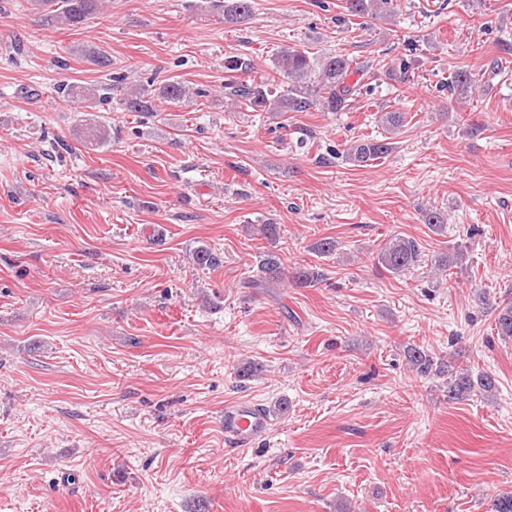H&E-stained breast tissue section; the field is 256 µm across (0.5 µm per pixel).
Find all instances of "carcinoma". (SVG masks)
<instances>
[{"label": "carcinoma", "mask_w": 512, "mask_h": 512, "mask_svg": "<svg viewBox=\"0 0 512 512\" xmlns=\"http://www.w3.org/2000/svg\"><path fill=\"white\" fill-rule=\"evenodd\" d=\"M56 23L76 27L91 16L98 14L104 0H57ZM391 0H345L344 9L352 17L371 16L387 19ZM213 5L223 9L224 21L243 20L251 15V0H213ZM252 68L250 60L238 55L224 58L225 98L233 105H245L255 112H305L314 106H321L329 112L346 110L358 96V85L370 74L367 61L357 62L344 54L311 56L296 46L281 47L273 58V68L286 79V89L275 93L268 89V81L242 83L236 81V74ZM476 80L464 69L455 70L448 78V92L459 99H465L475 89ZM123 90L122 104L130 112H153L155 104L147 99L148 90L120 83ZM62 99H80L93 108L101 100L93 86L64 84ZM157 98L167 103H179L190 96L184 83L176 80L162 83L156 88ZM405 116L401 112H383L379 123L387 133L383 139H359L346 149L345 158L356 167L386 157L394 149L392 136L404 126ZM422 221L434 232L446 228L444 214L432 206L422 210ZM377 262L386 270L400 274L420 265L421 251L418 244L402 236L391 237L377 254ZM282 262L274 252H267L259 261L257 273L247 283L249 288H266L280 282L283 276ZM497 334L512 338V300H505L498 307L496 318ZM410 365L424 377L448 375V399L466 397L473 392L492 394L496 390V379L488 373L473 375L468 369L457 371L445 369L444 363H436L431 355L417 346L405 351Z\"/></svg>", "instance_id": "1"}]
</instances>
